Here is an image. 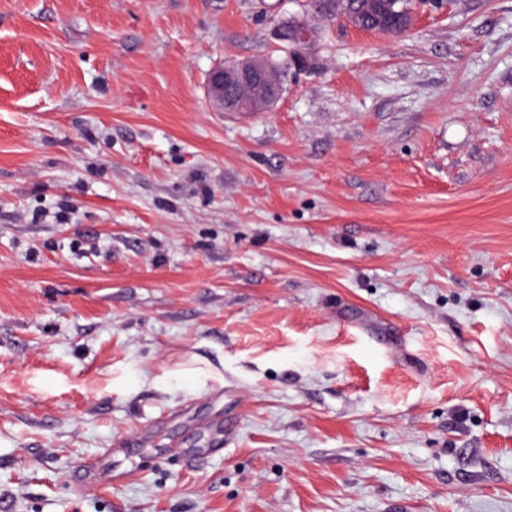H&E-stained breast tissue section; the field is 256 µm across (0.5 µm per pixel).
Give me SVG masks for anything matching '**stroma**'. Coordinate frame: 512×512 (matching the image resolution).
<instances>
[{"label": "stroma", "instance_id": "obj_1", "mask_svg": "<svg viewBox=\"0 0 512 512\" xmlns=\"http://www.w3.org/2000/svg\"><path fill=\"white\" fill-rule=\"evenodd\" d=\"M303 4L0 0V512H512V0ZM424 0H380L384 7L381 21L368 27L365 31H374L388 35L407 33L413 25L416 10ZM274 32L279 40L288 44V54L294 72L313 68L314 59L304 50L310 42L312 31L303 17L294 18L290 22H279ZM282 90L279 73L268 61L245 59L217 66L207 77V95L217 112H267ZM97 477L100 481H109L113 477L112 470L105 466L81 468L73 474L72 482L77 487H88L95 483Z\"/></svg>", "mask_w": 512, "mask_h": 512}]
</instances>
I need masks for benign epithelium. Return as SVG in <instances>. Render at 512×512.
<instances>
[{
  "label": "benign epithelium",
  "instance_id": "7a95c632",
  "mask_svg": "<svg viewBox=\"0 0 512 512\" xmlns=\"http://www.w3.org/2000/svg\"><path fill=\"white\" fill-rule=\"evenodd\" d=\"M275 35L288 44L294 71L313 68L314 59L305 51L311 39V28L305 19L278 23ZM282 90L279 73L267 61L245 59L217 66L207 77V95L217 112H267Z\"/></svg>",
  "mask_w": 512,
  "mask_h": 512
}]
</instances>
